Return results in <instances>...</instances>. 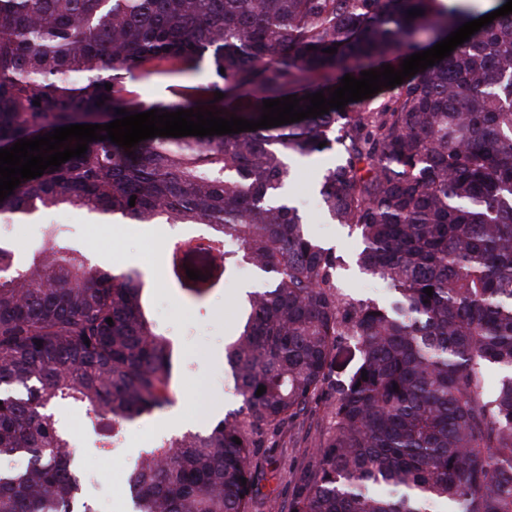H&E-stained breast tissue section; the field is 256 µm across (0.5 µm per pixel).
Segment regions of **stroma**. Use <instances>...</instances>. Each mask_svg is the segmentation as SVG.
Segmentation results:
<instances>
[{
  "mask_svg": "<svg viewBox=\"0 0 512 512\" xmlns=\"http://www.w3.org/2000/svg\"><path fill=\"white\" fill-rule=\"evenodd\" d=\"M332 159L329 153L294 159V178L286 186V196L306 218L317 241L347 256L357 244L355 237L349 236L347 228L332 223L317 204L318 186ZM55 235L100 266L116 272H141L146 310L159 331L172 341L173 403L128 423L114 452L104 453L98 448L81 406L64 403L55 410L64 424L79 426L74 434L79 466L101 463L117 473L108 506L112 512H123L125 483L119 475L134 466L142 451L161 440L196 431L197 417L211 422L238 409L233 380L224 370V344L236 331L243 287L256 286L257 281L254 274H242L230 280L206 306L194 305L167 285L165 258L174 237L164 225L101 223L72 207L53 209L20 224L11 239L20 249L34 252ZM326 426L325 408L317 403L303 422L267 436L260 451L265 477L259 485L255 512H267L265 502L270 496L287 502L289 481L302 472Z\"/></svg>",
  "mask_w": 512,
  "mask_h": 512,
  "instance_id": "stroma-1",
  "label": "stroma"
}]
</instances>
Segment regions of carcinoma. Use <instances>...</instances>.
Returning <instances> with one entry per match:
<instances>
[{
    "mask_svg": "<svg viewBox=\"0 0 512 512\" xmlns=\"http://www.w3.org/2000/svg\"><path fill=\"white\" fill-rule=\"evenodd\" d=\"M481 2L0 0V148L149 111L125 80L190 76L205 62L215 81L176 85L163 112L256 120L263 100L293 94L304 107L504 5ZM412 8L424 14L409 19ZM322 153L335 156L322 206L360 234L355 263L392 291L387 304L342 292V256L279 194L285 158ZM58 206L116 224L206 225L167 257L170 287L191 301L245 266L261 281L224 347L238 411L143 451L126 484L133 512H254L266 434L317 400L329 425L287 512H512V13L342 112L130 149L93 141L20 180L0 212L23 220ZM142 292L135 272L56 243L21 260L0 238V456L28 457L0 469V512H95L58 403L85 408L105 451L126 422L173 402L171 341ZM344 353L357 365L335 378Z\"/></svg>",
    "mask_w": 512,
    "mask_h": 512,
    "instance_id": "carcinoma-1",
    "label": "carcinoma"
}]
</instances>
